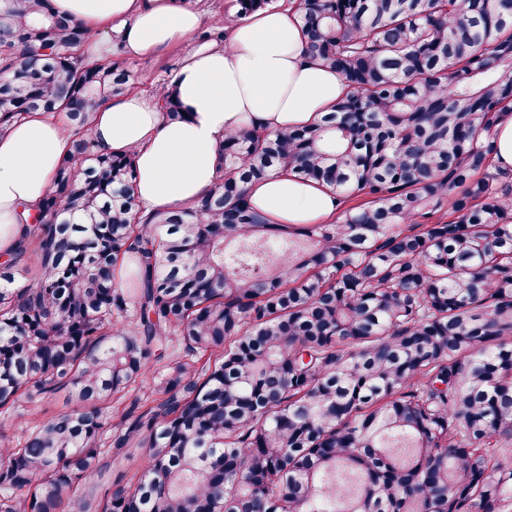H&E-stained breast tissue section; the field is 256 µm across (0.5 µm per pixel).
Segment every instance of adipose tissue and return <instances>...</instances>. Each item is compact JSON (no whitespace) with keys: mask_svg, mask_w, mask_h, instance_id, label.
Here are the masks:
<instances>
[{"mask_svg":"<svg viewBox=\"0 0 512 512\" xmlns=\"http://www.w3.org/2000/svg\"><path fill=\"white\" fill-rule=\"evenodd\" d=\"M53 6L85 24L99 53L114 35L131 57L188 47L171 80L186 119H168L155 98L134 91L104 104L93 129L99 150L134 154L135 196L149 211L190 206L213 185L225 133L312 125L346 91L337 72L303 54L290 8L256 12L231 24L225 43L193 48L204 14L189 0H53ZM68 147L64 124L40 112L0 136V256L14 251L25 230L18 211L45 196ZM248 195L275 224H323L343 207L325 185L282 170L250 184Z\"/></svg>","mask_w":512,"mask_h":512,"instance_id":"1","label":"adipose tissue"}]
</instances>
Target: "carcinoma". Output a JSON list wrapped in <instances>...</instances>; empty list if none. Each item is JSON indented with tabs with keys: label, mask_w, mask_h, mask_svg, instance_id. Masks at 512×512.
<instances>
[{
	"label": "carcinoma",
	"mask_w": 512,
	"mask_h": 512,
	"mask_svg": "<svg viewBox=\"0 0 512 512\" xmlns=\"http://www.w3.org/2000/svg\"><path fill=\"white\" fill-rule=\"evenodd\" d=\"M279 0H233L217 30ZM305 52L348 90L313 126L230 133L213 187L144 216L134 155L92 130L136 88L123 49L52 0H0V134L33 112L70 146L31 230L0 263V512H509L512 0H298ZM167 118L185 112L173 87ZM282 169L352 206L273 224L249 183ZM272 239L307 243L265 261ZM34 282L16 283L28 253ZM155 357L151 394L116 414ZM138 480L93 505L104 452ZM496 165L503 171L512 170V116L502 118L494 130ZM65 395L35 397L22 396L9 410L0 414V425L6 424L16 435L67 408Z\"/></svg>",
	"instance_id": "1"
}]
</instances>
